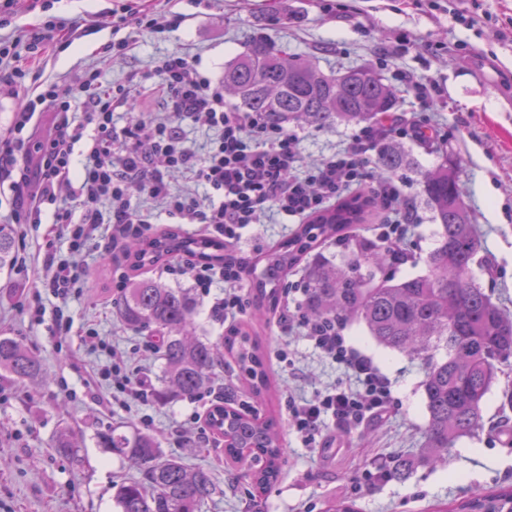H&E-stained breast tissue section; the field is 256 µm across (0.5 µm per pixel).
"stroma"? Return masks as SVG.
<instances>
[{
	"mask_svg": "<svg viewBox=\"0 0 512 512\" xmlns=\"http://www.w3.org/2000/svg\"><path fill=\"white\" fill-rule=\"evenodd\" d=\"M166 6L186 14L182 26L141 35L138 47L125 57H102L101 48L113 39L108 28L75 39L61 52L21 57L19 64L28 77L0 80V141L9 138L18 105L35 95L38 77L56 83L64 95L87 70L102 69L106 81L122 85L134 75L153 77L160 58L182 54L198 59L201 70L220 81L225 65L257 36L274 49L315 57L327 73L372 65L397 91L400 113L427 121L443 133L442 139L426 144L408 138L399 142L406 163L395 178L413 202L418 223L410 258L392 269V276L400 280L427 270L425 258L436 245L440 227L421 197L420 181L449 153L460 160L459 188L480 236L469 274L494 301L512 311V0H464L474 20L470 26L456 22L447 7L430 9L428 0H211L198 7L187 0H167ZM113 7V0H54L45 13L32 9L30 0H18L4 31L14 34L49 15L106 16ZM479 59L497 69L495 83L475 72ZM416 80L436 84L437 93L418 96L412 87ZM298 130L303 160L310 164L342 148L356 127L302 124ZM295 230V225L272 220L250 226L238 245V255L247 263L244 280H251L260 257ZM80 262L87 272L83 293L63 306L43 296L44 314L39 318L27 308V295L37 286V266L21 273L0 272V337L23 343L40 357L47 372L42 383L0 380V512H117L115 487L136 470L125 458L97 445L98 433L115 426L147 432L186 466L210 469L216 490L203 512H244L242 498L246 474L255 467L253 458L228 463L210 440L194 444L180 438L182 421L194 412L206 414L203 403H115L107 381L94 375L102 357L88 353L76 335L52 333L55 313L63 311L75 325L97 328L151 382L159 380L160 354L146 350L145 335L127 330L112 304V282L128 271L122 248L102 240L90 246ZM258 333L269 356V400L258 402L244 392L229 359L209 388L212 396H228L234 407L273 415L279 423L281 475L266 493L254 495V512H322L333 498L354 499L358 512H423L429 504L451 503L497 483L512 486V443L506 440L512 432V409L504 410L499 391H491L484 401V429L456 442L445 464L422 461L419 450L428 421L422 366L379 346L355 321L347 322L345 334L389 375L397 407L389 420L349 433L329 426L332 446L310 453L288 426L285 393L291 389L309 398L323 385L346 381L347 376L306 338L284 336L277 318H269ZM285 339L295 357L291 373L275 358ZM65 429L80 441L77 454L61 453L54 446ZM400 455L414 461L406 476L361 482L372 459L387 465Z\"/></svg>",
	"mask_w": 512,
	"mask_h": 512,
	"instance_id": "obj_1",
	"label": "stroma"
}]
</instances>
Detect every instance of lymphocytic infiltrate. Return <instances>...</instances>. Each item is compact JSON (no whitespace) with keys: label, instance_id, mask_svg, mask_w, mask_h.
<instances>
[{"label":"lymphocytic infiltrate","instance_id":"obj_1","mask_svg":"<svg viewBox=\"0 0 512 512\" xmlns=\"http://www.w3.org/2000/svg\"><path fill=\"white\" fill-rule=\"evenodd\" d=\"M183 20V14L164 10L153 0L137 7L122 5L113 10L111 19L113 30L122 37L108 49L127 54L140 34L172 32ZM86 25L82 18L49 19L28 29L25 36L0 37V77L22 78V70L11 64L19 49L40 56L47 49L69 45ZM155 73L157 80L148 87L134 78L113 86L101 70L92 69L70 96H60L55 84L49 83L15 112L12 138L0 143V197L10 200L11 223L51 222L38 245L44 273L39 290L32 294L33 303H40L47 293L64 304L81 291L85 272L72 256L104 237V224H111L116 234L131 224L151 230L156 217L132 206L137 195L158 203L171 223L196 225L230 251L251 225L274 216L292 224L303 222L335 205L352 188L367 186L376 192L383 213L380 240L388 246L406 245L413 231V211L393 179H375L369 157L379 140L407 136L432 140L438 136L436 128L394 112L381 129H360L342 151L306 168L296 130L269 124L260 113L226 102L223 85L202 72L196 60L172 54L158 61ZM144 96L160 101L163 118L151 123L133 119L116 127L115 112L130 109ZM78 106L85 112L80 121L73 116ZM46 112L54 113L55 122L48 132L36 135ZM189 123L213 131L205 153L188 145L184 127ZM171 173L203 186L204 194L172 192L167 182ZM104 199L111 203L106 216L98 208ZM63 238L69 242L64 253L57 247ZM179 265L193 287L202 291L223 282L224 296L212 307L216 317L230 323L245 313L248 301L239 268H216L186 257ZM288 291L294 300L281 313V323L301 332L324 358L349 375L348 382L325 387L313 398L288 396L289 426L304 447L317 453L327 445L326 419L355 429L389 417L395 399L390 379L348 340L343 322L310 316L296 298L299 284H289Z\"/></svg>","mask_w":512,"mask_h":512}]
</instances>
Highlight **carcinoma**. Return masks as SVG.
I'll list each match as a JSON object with an SVG mask.
<instances>
[{
    "instance_id": "carcinoma-1",
    "label": "carcinoma",
    "mask_w": 512,
    "mask_h": 512,
    "mask_svg": "<svg viewBox=\"0 0 512 512\" xmlns=\"http://www.w3.org/2000/svg\"><path fill=\"white\" fill-rule=\"evenodd\" d=\"M224 90L243 110L263 112L270 122L281 124L375 126L396 107L394 91L374 68L326 75L312 60L276 52L262 40L251 41L224 67ZM404 161L398 147L381 146L373 161L375 177L395 175ZM457 168V160L449 156L421 180V194L440 224L426 273L388 278L386 268L395 264V252L378 238L350 233L353 226L367 223L378 206L367 191L342 198L300 225L264 255V267L250 285L251 303L261 319L279 301L288 273L304 261V308L309 314L360 321L379 345L420 361L428 412L420 456L431 464L446 460L449 448L482 427L483 402L498 385L501 366L512 363V314L469 276L480 243L461 198ZM326 241L342 248V265L321 258L317 249ZM125 253L135 276L122 292L120 320L132 332L152 328L163 335L165 363L156 402L195 397L210 384L226 353L250 394L263 397L269 388L266 353L257 336L233 330L214 341L192 338L195 303L190 293L137 275L182 254L222 264L224 246L171 228L130 241ZM15 258L14 227L0 224V270ZM0 371L22 381L44 375L39 359L7 337L0 338ZM207 423L216 439L224 441L225 457L251 455L262 462L249 474L255 492L277 481L283 448L274 417L260 419L221 402L209 410ZM97 443L137 470L116 488L119 512H202L215 492L208 469H187L149 434L112 428L99 433ZM450 512H512V487L475 492L454 502Z\"/></svg>"
}]
</instances>
